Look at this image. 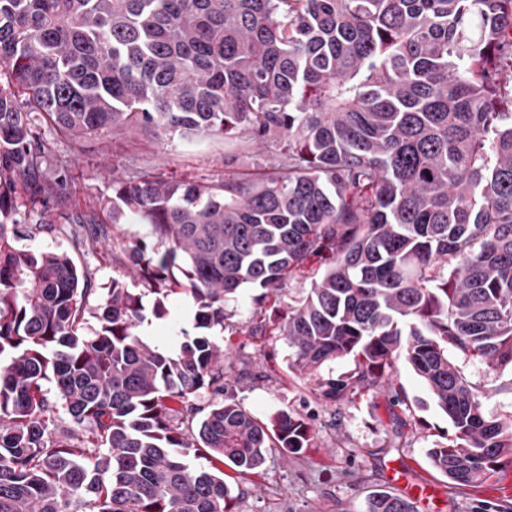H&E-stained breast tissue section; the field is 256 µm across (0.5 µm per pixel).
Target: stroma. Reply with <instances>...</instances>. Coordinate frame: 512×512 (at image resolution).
<instances>
[{"label": "stroma", "instance_id": "35a3bbf8", "mask_svg": "<svg viewBox=\"0 0 512 512\" xmlns=\"http://www.w3.org/2000/svg\"><path fill=\"white\" fill-rule=\"evenodd\" d=\"M275 146L260 148L242 139L202 134L185 140H157L147 133L113 130L95 151L73 157L67 167L69 199L63 209L27 213L28 223L46 228L16 239L19 248L67 251L78 266L89 268L98 288L113 280L130 281L126 255L113 248L111 236L82 226L93 202L112 190L113 176L147 171L167 178L198 180L223 177L225 169L246 174L271 160ZM258 289L241 290L228 302L229 327L215 339L229 346L232 374L225 380L229 396L259 419L288 409L309 417L316 443L300 455L272 450L258 474L229 479L236 512H366L369 494L389 489L392 469L430 482L418 512H503L512 510V469L474 489H458L429 464L426 452L452 432L421 380L405 362H397L394 388L364 391L336 402L317 399L305 382L288 374L287 343L275 336L251 335ZM165 318L146 317L138 334L165 350H177L184 335H197L194 308L171 298ZM470 380L493 389L487 413L512 414V392L501 383L512 374L460 359Z\"/></svg>", "mask_w": 512, "mask_h": 512}]
</instances>
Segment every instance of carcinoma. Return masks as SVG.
<instances>
[{
	"label": "carcinoma",
	"instance_id": "cac0c4a2",
	"mask_svg": "<svg viewBox=\"0 0 512 512\" xmlns=\"http://www.w3.org/2000/svg\"><path fill=\"white\" fill-rule=\"evenodd\" d=\"M0 67V512H235L223 466L316 439L224 397L212 336L152 346L142 294L114 279L92 307L67 252L14 246L21 197L66 199L42 125L75 155L118 128L275 143L245 177L142 172L95 201L149 226L117 244L153 315L182 295L224 330L259 288L255 330L313 393L391 386L402 357L453 428L434 469L467 488L512 466V415L448 355L512 369V0H0ZM367 512L416 509L376 491Z\"/></svg>",
	"mask_w": 512,
	"mask_h": 512
}]
</instances>
